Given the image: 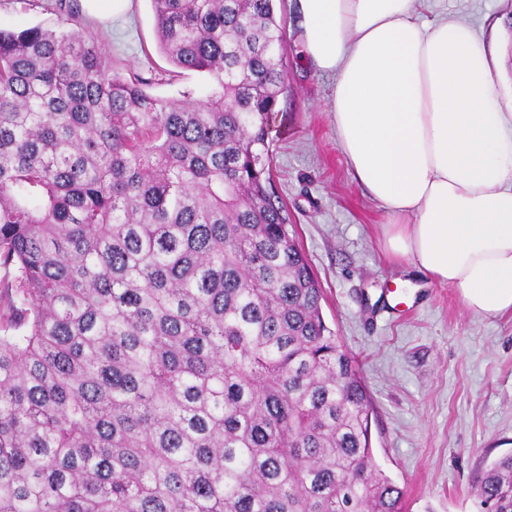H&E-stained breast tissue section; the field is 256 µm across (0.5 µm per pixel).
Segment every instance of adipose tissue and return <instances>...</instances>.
<instances>
[{"label": "adipose tissue", "mask_w": 512, "mask_h": 512, "mask_svg": "<svg viewBox=\"0 0 512 512\" xmlns=\"http://www.w3.org/2000/svg\"><path fill=\"white\" fill-rule=\"evenodd\" d=\"M420 0H296L305 53L332 74L336 143L392 230L389 251L512 314V113L472 28Z\"/></svg>", "instance_id": "adipose-tissue-1"}]
</instances>
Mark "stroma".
Segmentation results:
<instances>
[{
    "instance_id": "obj_1",
    "label": "stroma",
    "mask_w": 512,
    "mask_h": 512,
    "mask_svg": "<svg viewBox=\"0 0 512 512\" xmlns=\"http://www.w3.org/2000/svg\"><path fill=\"white\" fill-rule=\"evenodd\" d=\"M54 5L0 0V27L70 28ZM440 12L468 22L501 60L497 97L512 113V0H428L425 16ZM277 15L285 92L269 125L272 185L320 282L324 320L361 363L375 461L404 490V512H483L474 486L512 453V315H474L457 289L387 254L384 217L336 147L333 81L303 57L292 0H278ZM88 31L153 96L189 89L201 99L212 89L206 75L176 72L160 54L150 0Z\"/></svg>"
}]
</instances>
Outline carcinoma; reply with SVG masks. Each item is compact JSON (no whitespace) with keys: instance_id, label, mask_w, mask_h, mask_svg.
Instances as JSON below:
<instances>
[{"instance_id":"obj_1","label":"carcinoma","mask_w":512,"mask_h":512,"mask_svg":"<svg viewBox=\"0 0 512 512\" xmlns=\"http://www.w3.org/2000/svg\"><path fill=\"white\" fill-rule=\"evenodd\" d=\"M204 101L0 28V512H403L274 195V0H151ZM512 512V455L476 487Z\"/></svg>"}]
</instances>
